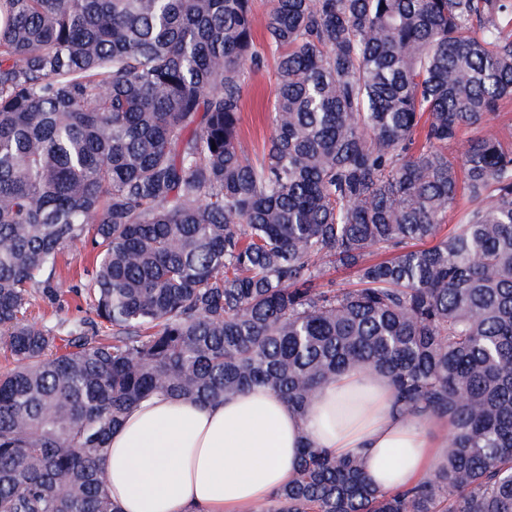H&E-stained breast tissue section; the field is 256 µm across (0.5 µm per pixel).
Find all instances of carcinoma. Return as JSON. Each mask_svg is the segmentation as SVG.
Masks as SVG:
<instances>
[{"label":"carcinoma","instance_id":"1","mask_svg":"<svg viewBox=\"0 0 512 512\" xmlns=\"http://www.w3.org/2000/svg\"><path fill=\"white\" fill-rule=\"evenodd\" d=\"M509 99L512 0H0V512H119L99 462L154 395L303 412L351 370L443 456L382 491L308 443L252 512H512V143L458 139ZM69 246L109 336L28 317ZM256 48L264 60L258 69L252 70L244 87L240 124V135L251 157L261 153L264 141L271 133L267 113L276 89V58L266 49L260 34L256 38Z\"/></svg>","mask_w":512,"mask_h":512}]
</instances>
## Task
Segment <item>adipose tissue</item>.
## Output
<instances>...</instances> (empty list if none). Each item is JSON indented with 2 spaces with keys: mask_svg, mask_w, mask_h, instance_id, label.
<instances>
[{
  "mask_svg": "<svg viewBox=\"0 0 512 512\" xmlns=\"http://www.w3.org/2000/svg\"><path fill=\"white\" fill-rule=\"evenodd\" d=\"M446 433L397 410L387 379L348 372L303 414L262 387L212 404L154 397L125 415L101 465L121 512H251L296 479L305 443L361 454L367 480L395 490L423 477Z\"/></svg>",
  "mask_w": 512,
  "mask_h": 512,
  "instance_id": "adipose-tissue-1",
  "label": "adipose tissue"
}]
</instances>
